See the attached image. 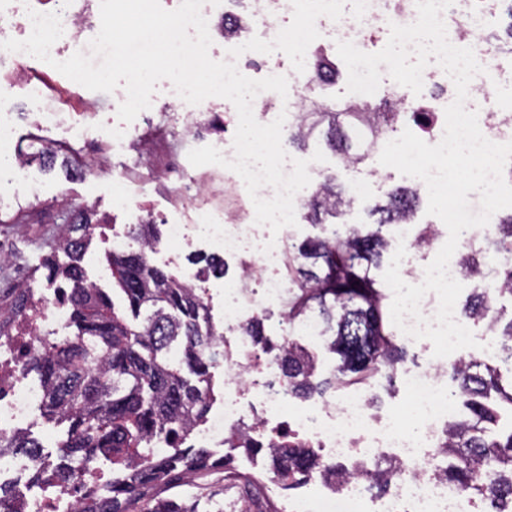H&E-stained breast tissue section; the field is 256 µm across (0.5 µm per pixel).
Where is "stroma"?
I'll list each match as a JSON object with an SVG mask.
<instances>
[{"label":"stroma","mask_w":512,"mask_h":512,"mask_svg":"<svg viewBox=\"0 0 512 512\" xmlns=\"http://www.w3.org/2000/svg\"><path fill=\"white\" fill-rule=\"evenodd\" d=\"M25 66L32 74L31 84L12 85L0 77V96L14 108V140L21 151L29 153L34 136H41L44 149L57 151L61 161L46 168L33 160L25 166L22 179L0 181V323L18 325L13 305L19 293L28 292L36 303L53 295L55 287L46 279L43 261L58 251L63 226L78 208L91 209L97 222L82 265L90 281L108 290L112 287L107 261L112 236L128 233L132 222L121 212L119 198L133 197L142 206L143 220L153 224L163 223L170 215L190 224L201 210L212 211L218 219L233 218L245 207L247 197L235 192L233 174L219 165L196 167L188 160L191 149L206 145L220 148L233 139L237 117L230 101L207 98L206 114L192 126L171 103V82L160 81L150 108L134 121L151 148L145 155L112 127V115L118 110L116 93L88 90L36 58L27 60ZM46 80L71 97L75 121L47 119L40 96ZM286 152L290 158L309 160L312 184L333 174L345 189L364 186V194L340 219L345 226L372 224L369 211L376 203L391 189L414 183L413 178L394 168L380 166L375 157L359 168L346 169L338 165L330 150L321 162L312 161L308 149L290 145ZM374 167L380 170L375 180L369 175ZM234 466L236 471L256 478L254 489H245L241 483L217 474L174 493V500L183 512H240L250 497L256 496L276 505L279 512H288L305 494L304 489L291 490L271 481L265 456L240 454Z\"/></svg>","instance_id":"35a3bbf8"}]
</instances>
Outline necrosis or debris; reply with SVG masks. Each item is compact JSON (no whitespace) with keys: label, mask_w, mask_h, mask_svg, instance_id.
<instances>
[{"label":"necrosis or debris","mask_w":512,"mask_h":512,"mask_svg":"<svg viewBox=\"0 0 512 512\" xmlns=\"http://www.w3.org/2000/svg\"><path fill=\"white\" fill-rule=\"evenodd\" d=\"M494 0H454L443 13L449 41L458 47L473 48L483 71L468 88L469 98L484 101L478 112L482 134L492 142H512V112L496 102V84L512 80V42H504L488 28L476 29L474 18L491 13ZM251 21L242 36H228L225 48L258 36L274 40L281 24L293 15L291 0H249ZM56 12L64 29L72 33L68 48L88 51L99 27L84 23V11L99 13L100 0H0V34L19 29L21 37L32 31L29 11ZM418 16L415 0H368L362 18L345 12L340 20L319 17L318 47L333 65H340L336 44L349 41L361 51L389 33L391 24L409 25ZM55 42L50 54L60 57L64 48ZM426 93L408 100L399 85L378 89L372 95H353L355 104L386 103L395 112H423L427 119L412 131L428 144L440 142L445 128V109L454 100L448 94L451 78L437 63L423 72ZM209 248L225 257L239 260L240 284L230 289L224 303V404L212 409L207 421L193 435L195 447L205 448L223 441L226 434L242 423H249L250 436L260 442H273L295 434L328 459L355 452L377 458L390 452L401 466L378 512H470V502L447 483L428 477L432 453L440 444L441 422L447 421L454 406L448 398V383L438 363L413 362L402 371L411 395L410 409L417 422L404 426L398 421L378 422L369 414L365 391L347 388L340 398H324L320 403L290 407L291 397L284 385L278 362L256 351L252 341L242 336L241 327L260 311L282 304L288 295V274L284 270L285 237L271 238L265 226L256 224L254 210H246L234 221L202 222L196 228ZM270 252H263L264 244ZM22 353L11 355L9 372L0 377V437L10 436L17 425L37 409L40 392L24 381ZM367 488L354 482L341 493L321 494L293 502L294 512H369ZM81 493L75 487H62L47 481L37 486L16 487L12 498L0 502V512H78Z\"/></svg>","instance_id":"obj_1"}]
</instances>
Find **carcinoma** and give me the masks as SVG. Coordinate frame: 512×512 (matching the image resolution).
<instances>
[{
  "label": "carcinoma",
  "mask_w": 512,
  "mask_h": 512,
  "mask_svg": "<svg viewBox=\"0 0 512 512\" xmlns=\"http://www.w3.org/2000/svg\"><path fill=\"white\" fill-rule=\"evenodd\" d=\"M314 71L322 86L336 83L339 72L325 58L314 56ZM398 131L393 112L360 108L319 99L301 113L289 140L299 149L323 141L340 165L350 168L365 162L368 154L356 139L368 144ZM416 190L397 187L384 204L373 209L376 228L337 227L324 237L288 245V322L308 312L318 313L321 335L331 334L328 350L337 356L334 372L319 376L314 355L294 341L277 356L288 394L308 399L339 391L374 378L393 382L406 350L394 342L384 312L386 295L376 287L389 242L383 228L408 224L415 212ZM351 205L336 175H328L303 203V218L324 224L342 216ZM90 214L80 212L61 236L60 249L67 261L54 256L44 261L51 279L69 287L62 298L69 305L73 337L62 345H38L26 352V369L39 376L44 416L66 426L59 462L41 464V444L25 431L0 438V455L22 453L33 460L31 478L75 480L72 461L87 469L100 455L112 459L109 495L95 496L89 489L78 512H181L167 494L189 481L222 473L246 487L255 480L234 471L235 455L265 452L269 473L293 488L313 477L335 490L346 479L361 476L370 488L386 493L397 466L388 464L352 471L327 463L296 437L265 445L251 439L248 428L237 427L225 438L229 451L216 458L206 448H185L188 433L201 425L215 400L212 369L224 357V333L213 323L210 308L199 289L171 272L155 266L148 256L160 239L156 224H133L139 240L137 252L112 254V279L123 295L129 317L120 316L110 294L89 282L81 260L92 237ZM512 256V213L498 218L486 246L470 248L457 261L464 279L476 284L493 277L494 288L475 287L461 305L473 324L484 323L501 338L512 363V319L499 327L500 315L492 303L512 296V266H490L493 256ZM255 345L273 353L275 347L260 330L259 320L243 328ZM453 403L464 409L445 425L435 458V477L474 499L481 512H512V424L505 431L493 427L500 409L512 415V378L500 368L477 360L451 364ZM163 444L173 452L156 454Z\"/></svg>",
  "instance_id": "obj_1"
}]
</instances>
